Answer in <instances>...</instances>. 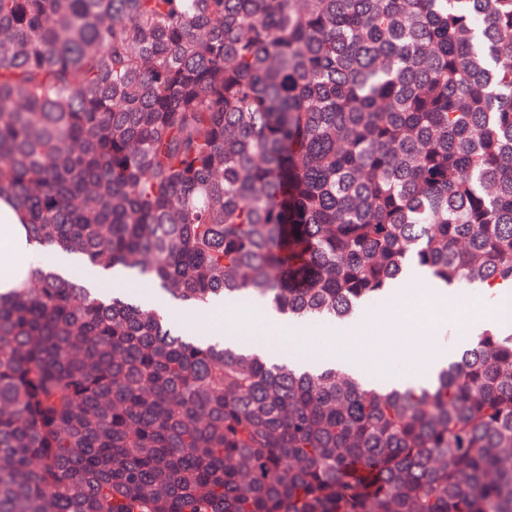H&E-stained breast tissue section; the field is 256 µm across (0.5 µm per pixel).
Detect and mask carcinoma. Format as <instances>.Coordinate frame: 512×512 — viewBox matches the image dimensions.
Wrapping results in <instances>:
<instances>
[{"label":"carcinoma","instance_id":"carcinoma-1","mask_svg":"<svg viewBox=\"0 0 512 512\" xmlns=\"http://www.w3.org/2000/svg\"><path fill=\"white\" fill-rule=\"evenodd\" d=\"M2 195L33 248L189 306L512 285V0H0ZM30 278L0 512H512V332L371 388Z\"/></svg>","mask_w":512,"mask_h":512}]
</instances>
